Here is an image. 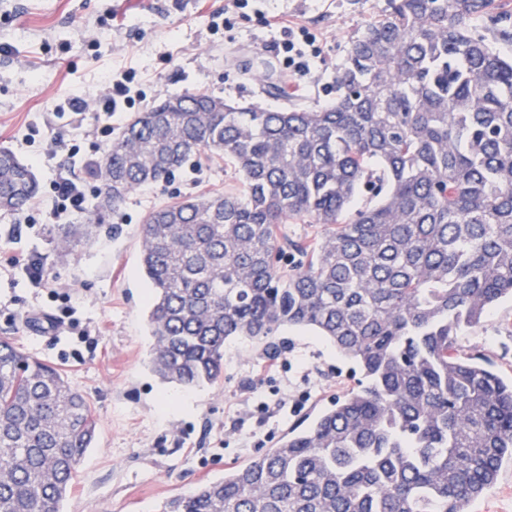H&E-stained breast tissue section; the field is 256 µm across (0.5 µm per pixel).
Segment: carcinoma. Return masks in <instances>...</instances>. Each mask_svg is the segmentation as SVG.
I'll return each instance as SVG.
<instances>
[{"mask_svg":"<svg viewBox=\"0 0 512 512\" xmlns=\"http://www.w3.org/2000/svg\"><path fill=\"white\" fill-rule=\"evenodd\" d=\"M388 2L350 37L329 105L164 99L95 162L85 220L58 225L55 247L72 251L129 194L222 159L241 188L140 226L151 371L215 384L226 342L274 349L288 327L361 372L277 447L162 512H465L512 464V378L457 345L512 298V57L496 48L512 42V9ZM38 191L0 147V210L22 213ZM97 429L62 370L0 339V512H60Z\"/></svg>","mask_w":512,"mask_h":512,"instance_id":"carcinoma-1","label":"carcinoma"}]
</instances>
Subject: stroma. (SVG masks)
Here are the masks:
<instances>
[{
	"label": "stroma",
	"mask_w": 512,
	"mask_h": 512,
	"mask_svg": "<svg viewBox=\"0 0 512 512\" xmlns=\"http://www.w3.org/2000/svg\"><path fill=\"white\" fill-rule=\"evenodd\" d=\"M387 0H0V146L30 164L40 182L41 207L0 212V337L62 367L87 394L99 422L97 439L79 467L61 512H161L175 495L222 477L275 447L293 424L326 407L354 385L352 365L312 332L287 329L278 352L245 339L224 346V378L185 389L163 384L148 367L147 286L140 273L139 228L156 206L184 196L221 193L238 184L230 167L188 166L168 183L132 193L90 242L73 252L51 244L54 184L80 181L86 197L92 173L134 112L198 89L239 103L277 107L242 62H281L269 51L282 40L269 19L308 28L320 53L306 88L287 80L284 100L325 106L336 96V70L349 37L381 16ZM129 71L139 92L133 110L108 116L93 107L105 72ZM78 96L80 114L58 112ZM36 258L44 271L34 284L12 268L14 255ZM462 349L490 359L512 378V300L495 305L477 327L463 331ZM309 391L302 410L287 417L250 419L258 402L274 403ZM246 414L251 438L235 428Z\"/></svg>",
	"instance_id": "stroma-1"
}]
</instances>
